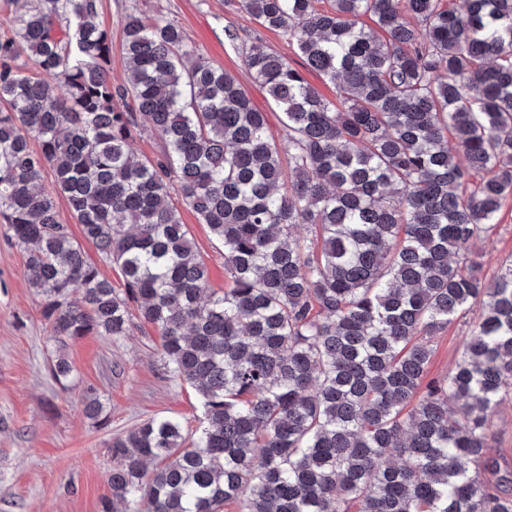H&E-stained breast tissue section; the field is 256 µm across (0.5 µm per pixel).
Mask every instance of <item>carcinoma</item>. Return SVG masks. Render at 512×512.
Wrapping results in <instances>:
<instances>
[{
  "mask_svg": "<svg viewBox=\"0 0 512 512\" xmlns=\"http://www.w3.org/2000/svg\"><path fill=\"white\" fill-rule=\"evenodd\" d=\"M30 3L0 39V221L58 342L151 324L204 409L192 441L172 417L112 439L103 512H512V472L484 460L512 263L487 284L473 258L512 192V0H229L306 62L241 48L276 133L164 16L127 12L118 82L98 0ZM173 194L224 249V291ZM475 307L453 373L424 383L429 339ZM56 204H57V210L60 215V219L63 224H68L70 233L72 236L82 242L84 251L86 253V256L96 263L100 269L101 275L110 280L112 282V285L116 288H121L123 285L122 276L120 269L110 263L103 261L98 253L94 245L90 242H87L83 239L82 233H81V226L80 224H77L75 219L72 217L67 201L64 197L59 196L56 198Z\"/></svg>",
  "mask_w": 512,
  "mask_h": 512,
  "instance_id": "carcinoma-1",
  "label": "carcinoma"
}]
</instances>
